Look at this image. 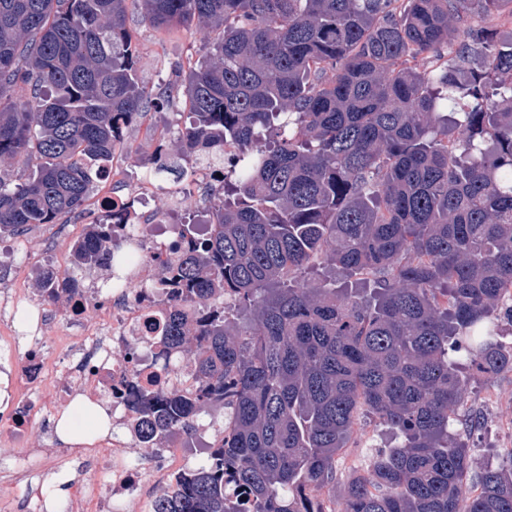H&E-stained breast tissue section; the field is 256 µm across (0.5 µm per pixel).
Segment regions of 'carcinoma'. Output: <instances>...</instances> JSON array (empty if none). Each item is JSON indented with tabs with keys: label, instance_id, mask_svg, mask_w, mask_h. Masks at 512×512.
Segmentation results:
<instances>
[{
	"label": "carcinoma",
	"instance_id": "carcinoma-1",
	"mask_svg": "<svg viewBox=\"0 0 512 512\" xmlns=\"http://www.w3.org/2000/svg\"><path fill=\"white\" fill-rule=\"evenodd\" d=\"M131 3L217 32L178 142L237 150L218 203L182 224L187 308L157 355L193 361L197 390L134 411L156 435L222 408L225 437L153 512H512V450L478 467L451 429L460 361L512 371V36L468 25L512 0H0V163L28 162L0 174V237L78 210L124 129L170 103L138 79ZM109 223L74 242V270L112 271ZM316 263L337 275L305 284ZM361 410L399 443L338 507L324 494Z\"/></svg>",
	"mask_w": 512,
	"mask_h": 512
}]
</instances>
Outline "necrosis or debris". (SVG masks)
<instances>
[{"instance_id": "necrosis-or-debris-1", "label": "necrosis or debris", "mask_w": 512, "mask_h": 512, "mask_svg": "<svg viewBox=\"0 0 512 512\" xmlns=\"http://www.w3.org/2000/svg\"><path fill=\"white\" fill-rule=\"evenodd\" d=\"M157 189L153 174L126 187L125 196H105L103 207L112 214V251H132L136 261L124 262L119 283L106 289L85 276L70 294L61 319L46 312L47 303L17 282L0 280V354L12 360L14 376L9 411L0 416V437L25 444L30 420L47 405V382H55L63 397L89 394L107 399L112 409V440L96 456L97 467L111 470L112 495L77 485L60 512H125L150 493L166 489L176 460L184 458L195 435L185 432L174 443L154 447L143 442L132 422L141 391L181 390L193 396L196 382L192 362L172 355L169 362L150 357L159 318L183 303L180 289L170 287L172 265L187 246L176 233L178 208H171L168 234L158 238L154 224L137 221L135 206L149 201ZM33 325L27 346L17 341L16 323ZM52 336H67L71 344L64 369L47 359L43 345Z\"/></svg>"}]
</instances>
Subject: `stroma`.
Wrapping results in <instances>:
<instances>
[{"label": "stroma", "instance_id": "stroma-1", "mask_svg": "<svg viewBox=\"0 0 512 512\" xmlns=\"http://www.w3.org/2000/svg\"><path fill=\"white\" fill-rule=\"evenodd\" d=\"M127 26L138 52L139 76L152 90L180 85L189 69L202 61L207 52L210 35L196 23L160 29L150 24L140 10L132 8L128 11ZM186 109L183 96H175L167 109L150 113L146 120L131 126L126 142L145 156L152 155L159 145H167L170 163L180 168L187 166L188 157L172 144L176 122ZM156 182L159 190L150 208L158 219H165L169 191L176 187L186 196L190 210L204 212L214 204L209 188L185 184L169 173L159 174ZM100 215V207L90 198L68 223L34 225L21 236L2 237L0 265L13 267L15 280L25 279L28 270L39 266L48 256L68 251L87 224ZM462 375L467 390L455 413L463 419L480 416L481 426L472 433L460 430L458 439L472 448L477 462L494 463L501 454L512 450V371L489 377L469 367L463 369ZM392 443V436L375 418L360 415L337 463L336 497L344 496L347 480L354 471L364 468L371 449Z\"/></svg>", "mask_w": 512, "mask_h": 512}]
</instances>
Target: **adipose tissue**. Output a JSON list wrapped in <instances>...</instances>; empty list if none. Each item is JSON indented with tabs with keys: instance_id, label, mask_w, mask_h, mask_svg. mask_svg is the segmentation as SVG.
Listing matches in <instances>:
<instances>
[{
	"instance_id": "ef3b65f1",
	"label": "adipose tissue",
	"mask_w": 512,
	"mask_h": 512,
	"mask_svg": "<svg viewBox=\"0 0 512 512\" xmlns=\"http://www.w3.org/2000/svg\"><path fill=\"white\" fill-rule=\"evenodd\" d=\"M112 433V414L101 404L81 399L65 408L55 423V434L65 444L90 445Z\"/></svg>"
}]
</instances>
